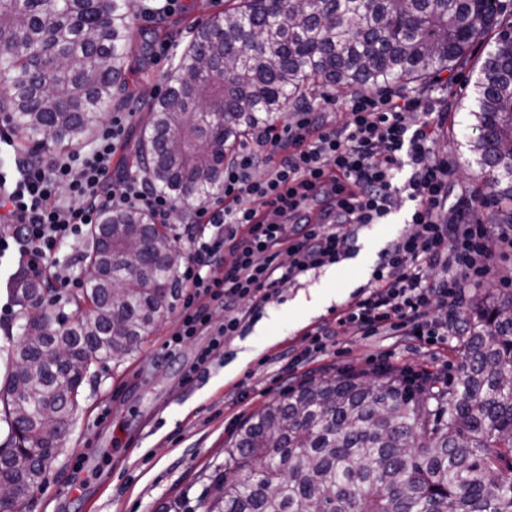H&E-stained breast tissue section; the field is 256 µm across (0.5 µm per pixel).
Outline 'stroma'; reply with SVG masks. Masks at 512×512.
<instances>
[{
    "mask_svg": "<svg viewBox=\"0 0 512 512\" xmlns=\"http://www.w3.org/2000/svg\"><path fill=\"white\" fill-rule=\"evenodd\" d=\"M184 4L183 12L163 22L132 23L134 70L112 109H130L134 115L125 148L114 157L115 177L131 173L135 145L148 122V106L167 87L170 63L155 58L154 43L172 38L178 47H185L192 27L224 8V0H184ZM475 78V71L467 66L444 72L420 94L430 97L434 111L445 115L437 147L450 163L452 184L467 185L478 198L490 195L491 189L478 180L477 167L467 166L465 153L457 148L467 131L461 115L454 112ZM407 218L403 209L390 223L357 229L352 252L336 266L331 286L337 295L329 303L312 309L296 302L299 291L319 283L327 268L282 283L278 300L251 319L244 335L216 352L193 383H185L184 373L210 336L194 337L172 353L165 350V342L178 327L175 311L131 354L96 364L83 385L79 409L46 485L33 493L22 512H165L177 501L185 503L188 512H203L206 492L223 474L240 424L300 385L344 371L373 373L387 367L426 373L442 383L457 380L462 362L458 336L426 348L377 336L337 345L299 369L288 364L289 357L303 356L307 333L350 300L351 281H369L379 253L405 231ZM274 310L281 316L269 336L262 324ZM245 351L252 358L242 366L238 358Z\"/></svg>",
    "mask_w": 512,
    "mask_h": 512,
    "instance_id": "35a3bbf8",
    "label": "stroma"
}]
</instances>
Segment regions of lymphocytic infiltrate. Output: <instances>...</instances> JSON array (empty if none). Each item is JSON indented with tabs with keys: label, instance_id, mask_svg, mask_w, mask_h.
<instances>
[{
	"label": "lymphocytic infiltrate",
	"instance_id": "f902f5d3",
	"mask_svg": "<svg viewBox=\"0 0 512 512\" xmlns=\"http://www.w3.org/2000/svg\"><path fill=\"white\" fill-rule=\"evenodd\" d=\"M341 125L325 111L299 107L284 123L254 130L224 166V193L180 222L189 255L180 275L188 289L179 326L166 343L175 351L204 329L214 350L242 335L247 318L279 296L280 284L346 259L355 228L383 223L411 203V228L380 252L368 283L333 320L314 328L305 355L318 358L344 339L395 336L432 345L461 334L466 290L494 275L490 238L512 250V226L442 220L450 167L436 142L442 124L418 97L361 91L340 101ZM126 117L113 116L88 151L63 155L43 148L0 164V259L39 276L62 265L61 253L99 223L105 210L148 211L168 223L179 205L144 178L112 177L125 147ZM404 182H397L398 173ZM327 197L322 220H298L302 204ZM232 261H225V252ZM224 309L212 326L210 305Z\"/></svg>",
	"mask_w": 512,
	"mask_h": 512
}]
</instances>
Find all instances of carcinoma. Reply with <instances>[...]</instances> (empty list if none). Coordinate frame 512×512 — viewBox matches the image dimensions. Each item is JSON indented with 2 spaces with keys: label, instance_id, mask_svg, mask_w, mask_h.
<instances>
[{
  "label": "carcinoma",
  "instance_id": "obj_1",
  "mask_svg": "<svg viewBox=\"0 0 512 512\" xmlns=\"http://www.w3.org/2000/svg\"><path fill=\"white\" fill-rule=\"evenodd\" d=\"M136 0H0V112L23 148L86 143L125 86ZM194 30L149 109L137 145L149 185L185 208L222 194L224 163L251 131L306 100L339 92L417 89L490 50L456 111L464 140L512 224V0H229ZM72 319L47 311L30 276L11 288L24 314L5 347L10 369L0 482L42 487L92 362L126 356L179 296L183 251L138 208L108 210L86 239ZM512 292L471 305L462 375L348 372L302 386L244 421L234 474L216 478L204 512H512Z\"/></svg>",
  "mask_w": 512,
  "mask_h": 512
}]
</instances>
